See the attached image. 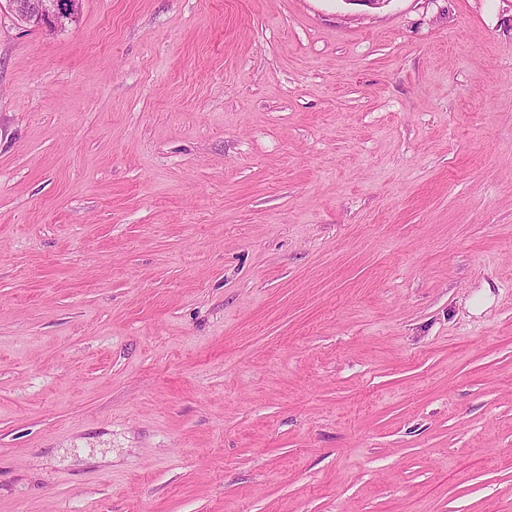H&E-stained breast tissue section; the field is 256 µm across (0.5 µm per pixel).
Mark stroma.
<instances>
[{
  "mask_svg": "<svg viewBox=\"0 0 512 512\" xmlns=\"http://www.w3.org/2000/svg\"><path fill=\"white\" fill-rule=\"evenodd\" d=\"M0 512H512V0L1 6ZM81 0H6L22 22L47 31L64 29L73 22Z\"/></svg>",
  "mask_w": 512,
  "mask_h": 512,
  "instance_id": "stroma-1",
  "label": "stroma"
}]
</instances>
